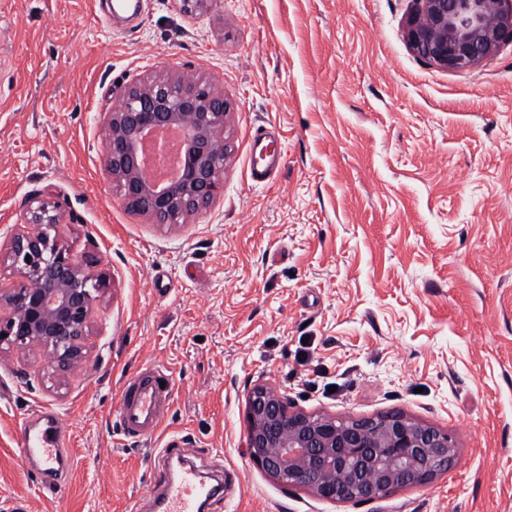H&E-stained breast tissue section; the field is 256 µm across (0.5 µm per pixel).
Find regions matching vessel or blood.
<instances>
[{
	"mask_svg": "<svg viewBox=\"0 0 512 512\" xmlns=\"http://www.w3.org/2000/svg\"><path fill=\"white\" fill-rule=\"evenodd\" d=\"M267 133L254 135L251 152L257 162L251 163L250 175L255 183L268 180L281 164V150H267ZM170 376L166 367L150 365L124 382L119 401L118 419L125 437L148 441L160 431L171 407ZM70 443L57 414L40 411L38 420H27L20 427L19 457L22 463L40 460L41 472L52 476L63 453ZM157 481L166 485L163 499L158 503L159 512H197L198 502L207 490L193 468L181 469L175 477L158 472Z\"/></svg>",
	"mask_w": 512,
	"mask_h": 512,
	"instance_id": "b4317fda",
	"label": "vessel or blood"
}]
</instances>
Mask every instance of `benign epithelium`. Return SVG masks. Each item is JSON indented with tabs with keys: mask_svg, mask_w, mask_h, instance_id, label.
Returning a JSON list of instances; mask_svg holds the SVG:
<instances>
[{
	"mask_svg": "<svg viewBox=\"0 0 512 512\" xmlns=\"http://www.w3.org/2000/svg\"><path fill=\"white\" fill-rule=\"evenodd\" d=\"M405 37L420 57L441 68L468 70L512 42V0H414ZM191 77H155L126 90L108 118L110 151L106 170L127 205L158 224H174L214 197L224 163L218 158L220 127L229 104L201 95ZM171 125L184 127L185 164L179 179L150 185L139 151L140 137ZM31 223L40 231L13 240L9 259L29 284L0 295V335L39 345L68 372L85 357V336L103 275L50 239L47 228L61 223L57 206L41 201ZM248 447L253 462L283 484H301L329 500H373L448 470L456 458L448 435L401 414L341 422L288 412L287 403L263 388L248 406Z\"/></svg>",
	"mask_w": 512,
	"mask_h": 512,
	"instance_id": "7a95c632",
	"label": "benign epithelium"
}]
</instances>
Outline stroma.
I'll return each mask as SVG.
<instances>
[{
  "instance_id": "1",
  "label": "stroma",
  "mask_w": 512,
  "mask_h": 512,
  "mask_svg": "<svg viewBox=\"0 0 512 512\" xmlns=\"http://www.w3.org/2000/svg\"><path fill=\"white\" fill-rule=\"evenodd\" d=\"M0 0V289L36 201L105 277L86 358L0 344V512H139L175 441L223 498L208 512H512V43L452 71L409 47L413 0ZM192 74L230 105L223 186L180 223L129 210L105 170L126 88ZM284 159L250 178L255 131ZM173 377L157 438L119 429L122 381ZM311 416L399 412L456 460L374 500H327L258 468L256 387ZM56 411L70 460L43 492L17 449Z\"/></svg>"
}]
</instances>
